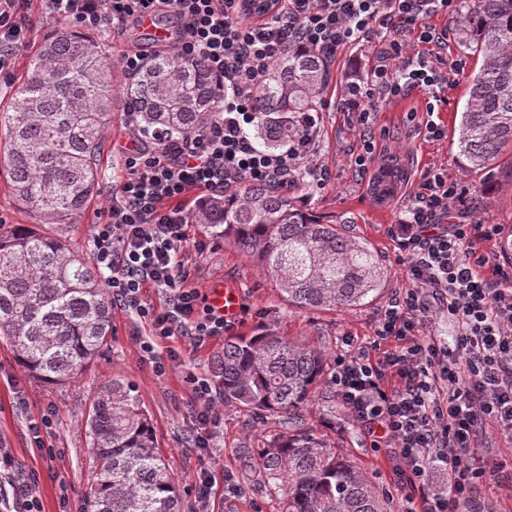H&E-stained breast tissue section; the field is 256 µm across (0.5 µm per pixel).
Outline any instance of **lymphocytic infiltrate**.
Masks as SVG:
<instances>
[{"mask_svg": "<svg viewBox=\"0 0 512 512\" xmlns=\"http://www.w3.org/2000/svg\"><path fill=\"white\" fill-rule=\"evenodd\" d=\"M275 13L257 20L236 0H0V78L9 79L34 24L108 23L121 37L130 19L175 13L173 55L202 65L224 89L216 116L200 130L173 137L144 131L138 112L124 122L130 142L118 144L123 177L94 225L92 256L105 272L113 304L148 324L141 343L160 363V342L188 336L196 344L231 327L224 310L187 287L190 216L198 201L233 195L249 182L280 188L316 177L319 115L300 113L285 150L260 149L250 136L258 121L253 99L270 65L291 44L332 62L383 28L380 60L370 82H348L342 105L369 118L371 100L392 101L430 89L448 55L444 33L428 18L452 11L454 0H275ZM428 47L416 58L405 35ZM461 188L446 172L427 175L407 223L395 232L411 286L382 313L371 348L337 356L330 381L339 405L396 459L402 488L418 495V512H484V468L473 466L486 423L512 438V271L490 265L477 244L496 240L497 224H451ZM165 295L157 307L152 293ZM447 312L459 334L440 343L422 330L432 308ZM11 479L15 512H42L35 482L0 444V477Z\"/></svg>", "mask_w": 512, "mask_h": 512, "instance_id": "f902f5d3", "label": "lymphocytic infiltrate"}]
</instances>
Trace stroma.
Instances as JSON below:
<instances>
[{
  "mask_svg": "<svg viewBox=\"0 0 512 512\" xmlns=\"http://www.w3.org/2000/svg\"><path fill=\"white\" fill-rule=\"evenodd\" d=\"M429 21L448 33L449 86L436 99L415 89L390 103L373 100L368 124H360L357 113L342 106V89L349 81L370 78L382 44L374 38L352 45L330 65L329 82L318 104L321 132L313 164L322 170L325 182L319 185L307 177L289 190L290 195L306 197L310 208L325 219L345 222L348 235L372 249L385 269L380 288L358 307L336 312L295 310L257 264L202 225H191V240L205 241L207 249L200 256L188 255L187 285L208 294L219 288L238 291L242 307L233 335L248 336L260 327L271 326L279 335L319 343L331 361L345 352V337H353L355 346L369 345L381 312L410 286L407 265L399 256L392 232L407 219L413 196L427 172L447 171L449 179L466 192L463 202L452 207L449 222L498 224L504 232L512 231V153L497 160L498 183L486 199L478 193L481 173L464 168L456 156V113L464 106L468 84L479 64L459 41L454 17L439 12ZM94 34L115 62L129 48L150 52L158 45L135 23L129 24L120 40L113 38L108 24L95 27ZM123 113L122 107H115L105 134L99 194L76 223L37 226L38 232L61 239L80 257L92 255L93 226L112 189L118 163L112 145L127 139ZM429 118L444 126V138L425 139L424 123ZM367 135L374 140L376 154L363 169L355 165L354 157ZM394 154L399 155L405 176L398 199L382 215L373 209L366 193L374 174ZM146 331V324L135 314L113 307L112 334L101 356L62 385L29 377L18 366L9 341L0 337V440L17 465L35 476L42 512H82L94 470L86 423L95 395L115 380L133 384L149 413L185 512H276L274 500L244 481L236 454L240 448L259 447L275 430L276 421L254 422L247 411L221 402L215 407L218 425L205 426L197 418L187 378L192 373L207 374L212 356L224 346L223 337L200 346L190 337H176L171 345L178 356L166 360L164 372L159 373L142 357L139 338ZM303 415L307 426L334 444L388 495L391 512H405V494L395 484V459L373 448L371 437L338 404L333 387L320 389L304 407ZM35 423L42 427L41 437L49 454H42L34 445L30 427ZM205 475L211 478L212 490L202 499L198 486Z\"/></svg>",
  "mask_w": 512,
  "mask_h": 512,
  "instance_id": "35a3bbf8",
  "label": "stroma"
}]
</instances>
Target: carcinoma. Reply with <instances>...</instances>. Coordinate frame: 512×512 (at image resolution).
I'll use <instances>...</instances> for the list:
<instances>
[{
	"mask_svg": "<svg viewBox=\"0 0 512 512\" xmlns=\"http://www.w3.org/2000/svg\"><path fill=\"white\" fill-rule=\"evenodd\" d=\"M460 42L481 60L458 125L465 168L491 173L512 147V0H461ZM328 81L322 55L291 44L274 61L253 101L252 137L280 150L295 117L313 112ZM134 103L141 125L173 137L214 117L220 91L200 66L158 52L139 76L114 83L99 39L77 30L48 37L0 112V167L37 224H72L99 187V157L112 100ZM402 169L389 163L373 181L377 200L394 195ZM213 236L256 262L288 304L302 309L361 305L384 277L377 256L345 229L327 224L301 199L263 183L236 197L206 199L191 214ZM112 301L93 262L59 239L21 224L0 234V335L21 368L50 385L65 383L101 356L112 332ZM325 351L266 327L230 338L209 376L222 399L277 429L238 454L249 482L279 500L278 512H390L360 468L306 426L303 407L328 375ZM94 471L86 512H183L182 495L157 447L133 386L114 381L88 416Z\"/></svg>",
	"mask_w": 512,
	"mask_h": 512,
	"instance_id": "obj_1",
	"label": "carcinoma"
}]
</instances>
